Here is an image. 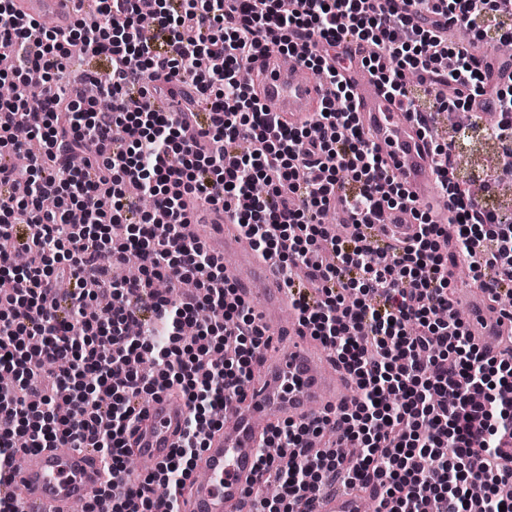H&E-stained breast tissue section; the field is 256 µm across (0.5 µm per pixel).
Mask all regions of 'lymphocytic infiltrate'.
<instances>
[{
	"mask_svg": "<svg viewBox=\"0 0 512 512\" xmlns=\"http://www.w3.org/2000/svg\"><path fill=\"white\" fill-rule=\"evenodd\" d=\"M15 0H0V452L22 435L28 450L67 442L97 453L107 475L87 512H181V498L219 409L244 402L267 338L249 302L204 244L183 236L188 201L222 206L260 257L281 273L296 319L354 379L358 394L333 417L286 420L265 442L254 512H294L333 480L373 491L378 512H512V352L480 349L448 294V259L468 260L494 298L512 293V218L487 210L453 175V145L433 143V170L449 224L435 223L381 160L359 126L342 70L343 44L363 54L380 88L397 97L424 137L436 112L494 100L489 133L501 144L486 190L512 178V75L488 88L478 50L487 35L512 42V0H97L92 19L38 31ZM166 35L167 53L139 28ZM300 56L326 88L309 126H279L251 85L269 46ZM108 55L109 79L88 116L70 112L55 79L73 53ZM187 83L212 126L190 137L191 111L162 112L153 98ZM141 106L126 108L129 90ZM27 157L25 170L13 165ZM265 183L255 194L254 183ZM150 209L131 222L132 201ZM342 203L352 230L331 235L324 215ZM388 210L418 223L380 252L372 240ZM137 279L108 276L129 252ZM177 296L157 293L158 278ZM195 290L180 293L183 281ZM114 299L108 312L98 294ZM156 354L152 375L129 363ZM174 391L188 407L169 458L132 478L124 459L144 406Z\"/></svg>",
	"mask_w": 512,
	"mask_h": 512,
	"instance_id": "f902f5d3",
	"label": "lymphocytic infiltrate"
}]
</instances>
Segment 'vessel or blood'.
<instances>
[{
	"label": "vessel or blood",
	"mask_w": 512,
	"mask_h": 512,
	"mask_svg": "<svg viewBox=\"0 0 512 512\" xmlns=\"http://www.w3.org/2000/svg\"><path fill=\"white\" fill-rule=\"evenodd\" d=\"M19 14L40 29H62L74 17V0H24ZM344 76L353 88L362 126L388 168L416 202L432 203L436 221L445 222L448 206L437 194L429 146L416 122L379 91L361 68L350 66ZM256 83L261 100L273 105L280 122L289 127L307 122L322 103L323 89L307 69L298 62L284 66L273 54L261 59ZM189 219L203 225L199 238L212 255H235L228 277L237 296L260 302V322L266 335L274 341H288L287 347L272 357L262 379L250 387L245 408L233 404L225 408L224 426L209 440L201 475L193 485L190 512H238L268 428L287 419L310 421L340 408L350 401L352 387L328 372L321 348L302 333L296 318H284L286 289L232 217L214 206L197 203ZM384 229L400 236L416 231L409 213L398 210L387 212ZM453 300L467 307L468 328L477 344L492 342L501 348L512 341V320L500 314L489 292L459 290ZM147 414L146 425L134 437V448L140 457L158 463L174 448L187 407L182 397L163 395L148 403ZM13 476L22 488L16 500L18 512H69L72 504L93 498L103 481L96 459L66 445L20 455ZM309 510L364 512V501L350 489L321 491L311 500Z\"/></svg>",
	"instance_id": "vessel-or-blood-1"
}]
</instances>
